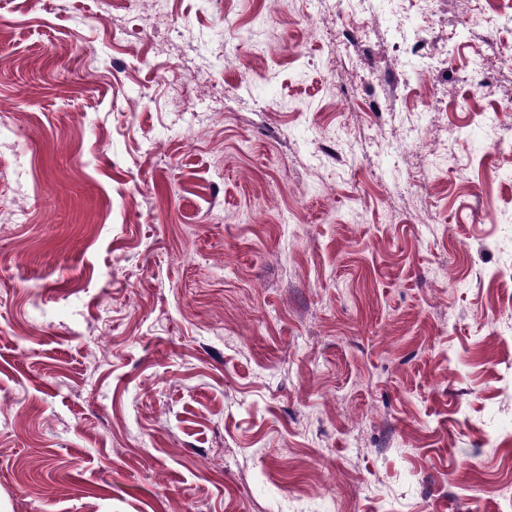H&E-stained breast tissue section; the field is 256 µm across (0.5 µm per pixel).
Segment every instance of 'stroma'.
Returning a JSON list of instances; mask_svg holds the SVG:
<instances>
[{
	"label": "stroma",
	"mask_w": 512,
	"mask_h": 512,
	"mask_svg": "<svg viewBox=\"0 0 512 512\" xmlns=\"http://www.w3.org/2000/svg\"><path fill=\"white\" fill-rule=\"evenodd\" d=\"M511 275L503 0H0V512H512Z\"/></svg>",
	"instance_id": "1"
}]
</instances>
